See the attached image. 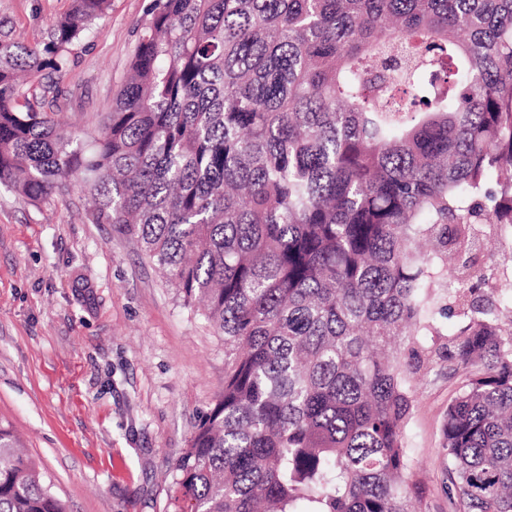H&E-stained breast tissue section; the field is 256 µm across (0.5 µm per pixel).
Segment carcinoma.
<instances>
[{
	"instance_id": "cac0c4a2",
	"label": "carcinoma",
	"mask_w": 512,
	"mask_h": 512,
	"mask_svg": "<svg viewBox=\"0 0 512 512\" xmlns=\"http://www.w3.org/2000/svg\"><path fill=\"white\" fill-rule=\"evenodd\" d=\"M109 0L0 41V185L73 182L224 341L173 512H414L406 347L462 306L455 512H512V317L473 253L512 229V0H154L88 143L27 80ZM0 421V512H68Z\"/></svg>"
}]
</instances>
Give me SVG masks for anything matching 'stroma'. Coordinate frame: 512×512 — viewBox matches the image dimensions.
<instances>
[{
  "label": "stroma",
  "instance_id": "1",
  "mask_svg": "<svg viewBox=\"0 0 512 512\" xmlns=\"http://www.w3.org/2000/svg\"><path fill=\"white\" fill-rule=\"evenodd\" d=\"M153 0H110L67 75L43 72L82 138L112 107ZM72 0H0V40H47ZM79 184L36 204L0 186V420L69 512H172L173 466L224 388V342L137 242L88 219ZM406 426L419 512H450L444 424L459 385L412 358Z\"/></svg>",
  "mask_w": 512,
  "mask_h": 512
}]
</instances>
